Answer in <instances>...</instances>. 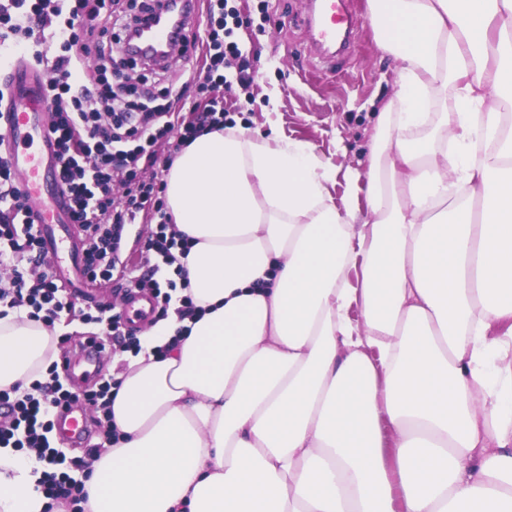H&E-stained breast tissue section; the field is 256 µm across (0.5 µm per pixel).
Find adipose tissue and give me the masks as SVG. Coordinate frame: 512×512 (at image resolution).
<instances>
[{
    "instance_id": "obj_1",
    "label": "adipose tissue",
    "mask_w": 512,
    "mask_h": 512,
    "mask_svg": "<svg viewBox=\"0 0 512 512\" xmlns=\"http://www.w3.org/2000/svg\"><path fill=\"white\" fill-rule=\"evenodd\" d=\"M368 3L397 89L341 197L311 143L235 127L168 171L196 311L120 373L84 512H512V0ZM53 339L0 318V389ZM47 505L0 447V512Z\"/></svg>"
}]
</instances>
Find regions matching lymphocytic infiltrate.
<instances>
[{
    "label": "lymphocytic infiltrate",
    "mask_w": 512,
    "mask_h": 512,
    "mask_svg": "<svg viewBox=\"0 0 512 512\" xmlns=\"http://www.w3.org/2000/svg\"><path fill=\"white\" fill-rule=\"evenodd\" d=\"M116 0H0V47L20 53L36 65H50L52 77L43 89L53 120L50 132L58 148V180L69 197L72 223L86 233L84 270L89 281L112 277L122 261L120 243L126 225L139 214L157 218L156 230L147 250L158 258L137 285L149 289L159 302L158 315L166 317L176 290L175 280L159 281L161 265H172L176 254H188L192 244L170 232V215L165 210L164 180L145 181L141 160L152 159L159 146L169 145L178 153L201 134L224 125V106L212 100L209 108L190 107L188 116L172 112L171 88H157L137 80L129 71L134 57L114 62V48L122 47L127 33L138 24L149 6L118 13ZM218 14L209 18L205 35V64L192 73L190 81L199 91L231 86V60L242 52L231 41L224 0H213ZM55 41L59 51L48 58L46 40ZM101 65L88 73V57ZM126 170L122 196L112 193L114 167ZM9 252H0V265L9 267L7 285H0V306L23 307L28 316L52 326L60 313L74 310L56 283L44 256L39 231L30 219L27 199L7 154H0V241ZM116 379H108L82 395L64 389L59 381L35 383L31 391L0 390V447L27 450L40 464L38 484L46 498L66 512H76L86 498L81 474L84 460L66 458L51 447L47 435L58 408L76 398L99 406L111 417L112 391Z\"/></svg>",
    "instance_id": "f902f5d3"
}]
</instances>
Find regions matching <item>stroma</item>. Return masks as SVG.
Here are the masks:
<instances>
[{
  "label": "stroma",
  "instance_id": "obj_1",
  "mask_svg": "<svg viewBox=\"0 0 512 512\" xmlns=\"http://www.w3.org/2000/svg\"><path fill=\"white\" fill-rule=\"evenodd\" d=\"M238 14L233 39L250 61L247 85L220 88L229 122L256 138L291 137L310 142L318 154L341 167L362 168L371 147L373 114L396 91L395 62L377 50L366 0H346L358 27L350 49L331 60L316 55L307 20L315 0H229ZM201 53H175L162 67L145 70L149 83L173 87L172 109L188 112L196 89L186 86L190 70L201 67ZM59 337L102 334L106 349L102 377L127 356L123 339L108 335L81 316L64 314L54 322Z\"/></svg>",
  "mask_w": 512,
  "mask_h": 512
}]
</instances>
